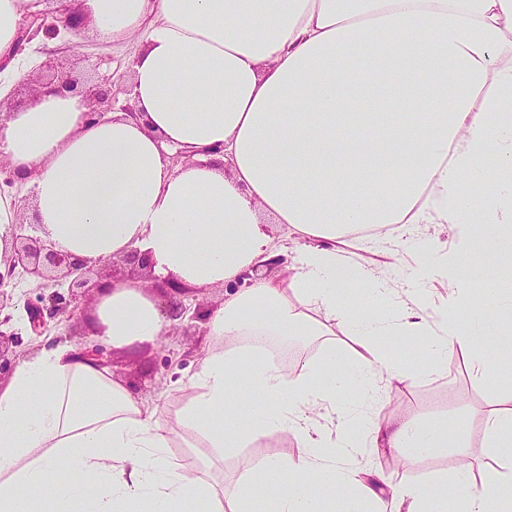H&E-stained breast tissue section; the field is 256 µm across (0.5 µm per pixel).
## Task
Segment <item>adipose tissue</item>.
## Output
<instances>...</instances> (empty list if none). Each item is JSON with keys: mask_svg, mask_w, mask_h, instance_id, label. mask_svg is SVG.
<instances>
[{"mask_svg": "<svg viewBox=\"0 0 512 512\" xmlns=\"http://www.w3.org/2000/svg\"><path fill=\"white\" fill-rule=\"evenodd\" d=\"M0 0V99L22 72V8ZM79 36L117 43L140 34L133 113L89 124L78 94L39 91L0 121V154L32 182L41 237L88 262L135 250L162 282L214 288L274 260L266 227L312 239L290 265L226 294L211 344L168 416L79 347L59 342L21 361L0 388V512H39L35 493L80 512H249L279 481L278 512H429L436 483H391L363 455L469 450L461 425L425 427L370 412L386 389L439 370L448 354L472 372L512 348V0H75ZM186 162L171 168L167 154ZM481 200H474L475 186ZM390 224H448L457 248L426 236L404 247L415 264L390 287L341 254L340 243ZM484 282V305L461 314L457 294ZM436 280L452 301L430 303ZM370 303L354 308L343 288ZM428 317H421V310ZM342 317L367 357L337 372L299 350L285 368L242 345L247 336H327ZM98 336L120 348L155 342L171 321L146 283L113 282L96 305ZM413 337L400 357L383 340ZM358 389L363 407L348 392ZM250 418L239 426L236 408ZM485 427L505 470L451 485L464 512H512V406ZM293 431L285 457L267 450L232 487L212 477L225 453ZM204 449L187 460L176 442Z\"/></svg>", "mask_w": 512, "mask_h": 512, "instance_id": "obj_1", "label": "adipose tissue"}]
</instances>
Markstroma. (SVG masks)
Returning <instances> with one entry per match:
<instances>
[{
  "instance_id": "stroma-1",
  "label": "stroma",
  "mask_w": 512,
  "mask_h": 512,
  "mask_svg": "<svg viewBox=\"0 0 512 512\" xmlns=\"http://www.w3.org/2000/svg\"><path fill=\"white\" fill-rule=\"evenodd\" d=\"M141 42V37L136 36L112 46L81 38L74 54L62 56V69L94 80L103 74L118 76L121 91L113 107L121 109L131 102L126 89L131 85V64ZM20 56L32 60L33 65L16 82L12 96L0 102V110L5 112L17 109L45 78L44 71L38 68L44 59L39 43H26ZM341 249L350 260L368 262L378 276L395 278L392 255L398 250L397 244L380 243L369 236L361 241H345ZM4 290L7 297L0 304V314L8 316L9 321L0 326V331L10 336L6 346L12 363H19L27 355L57 341L88 346L96 343L97 292H89L82 305L48 319L46 332L36 336L30 329L26 305L36 302L39 288L30 278L18 274L6 283ZM234 290L231 284L223 289H188L182 297L185 314L173 321L159 342H136L120 349L105 346L103 356L109 360L114 375L125 381L145 406L177 404L179 381L198 369L210 344L209 317L223 305L225 293ZM509 396H512V350L506 349L494 356L490 370L482 376L474 375L464 362L410 382L393 383L386 391L384 409L426 424L464 425L475 480L481 483L496 473L499 462L494 450L487 446L485 412L490 404Z\"/></svg>"
}]
</instances>
